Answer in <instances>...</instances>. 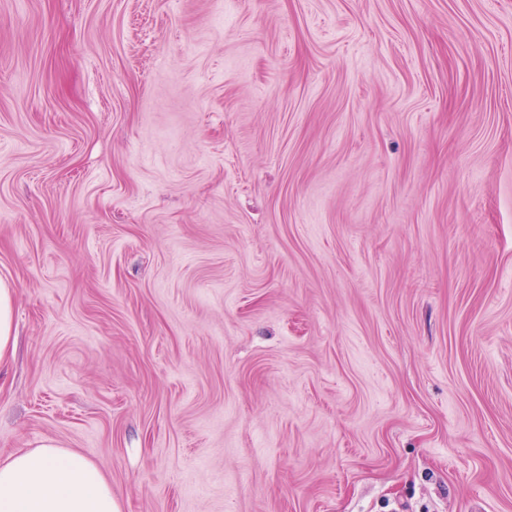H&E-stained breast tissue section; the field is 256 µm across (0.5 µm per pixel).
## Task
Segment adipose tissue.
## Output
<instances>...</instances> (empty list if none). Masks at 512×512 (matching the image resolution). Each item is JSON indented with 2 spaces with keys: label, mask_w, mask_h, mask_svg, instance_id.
I'll list each match as a JSON object with an SVG mask.
<instances>
[{
  "label": "adipose tissue",
  "mask_w": 512,
  "mask_h": 512,
  "mask_svg": "<svg viewBox=\"0 0 512 512\" xmlns=\"http://www.w3.org/2000/svg\"><path fill=\"white\" fill-rule=\"evenodd\" d=\"M0 512H120L110 479L81 454L53 445L0 460Z\"/></svg>",
  "instance_id": "obj_1"
}]
</instances>
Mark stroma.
Masks as SVG:
<instances>
[{
  "instance_id": "35a3bbf8",
  "label": "stroma",
  "mask_w": 512,
  "mask_h": 512,
  "mask_svg": "<svg viewBox=\"0 0 512 512\" xmlns=\"http://www.w3.org/2000/svg\"><path fill=\"white\" fill-rule=\"evenodd\" d=\"M0 279V458L512 512V0H0ZM14 305V288H11L5 281L0 280V369L1 366L9 362L14 353Z\"/></svg>"
}]
</instances>
